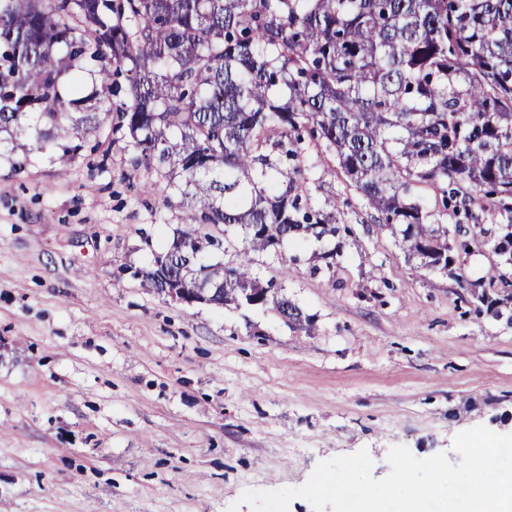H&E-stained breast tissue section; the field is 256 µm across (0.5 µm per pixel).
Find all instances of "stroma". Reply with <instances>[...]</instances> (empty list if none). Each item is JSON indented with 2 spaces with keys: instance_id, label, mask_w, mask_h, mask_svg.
Masks as SVG:
<instances>
[{
  "instance_id": "obj_1",
  "label": "stroma",
  "mask_w": 512,
  "mask_h": 512,
  "mask_svg": "<svg viewBox=\"0 0 512 512\" xmlns=\"http://www.w3.org/2000/svg\"><path fill=\"white\" fill-rule=\"evenodd\" d=\"M26 142L0 150V512H251L244 491L362 448L379 479L390 447L456 464L458 433L512 434V322L407 261L340 172L318 170L354 230L335 271L320 242L283 249L305 332L134 278L188 212L144 192L124 141L64 168Z\"/></svg>"
}]
</instances>
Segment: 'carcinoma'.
Returning <instances> with one entry per match:
<instances>
[{"label": "carcinoma", "instance_id": "1", "mask_svg": "<svg viewBox=\"0 0 512 512\" xmlns=\"http://www.w3.org/2000/svg\"><path fill=\"white\" fill-rule=\"evenodd\" d=\"M93 101L116 112L132 169L190 210L153 260L180 288L311 326L251 267L272 255L287 275L284 243L308 237L335 241L321 259L336 265L352 230L313 193L329 158L408 257L451 271L469 311L512 307V0H0V133L67 164L103 134ZM460 210L497 224L450 243L440 226ZM216 240L232 260L206 262ZM490 240L472 288L448 266Z\"/></svg>", "mask_w": 512, "mask_h": 512}]
</instances>
